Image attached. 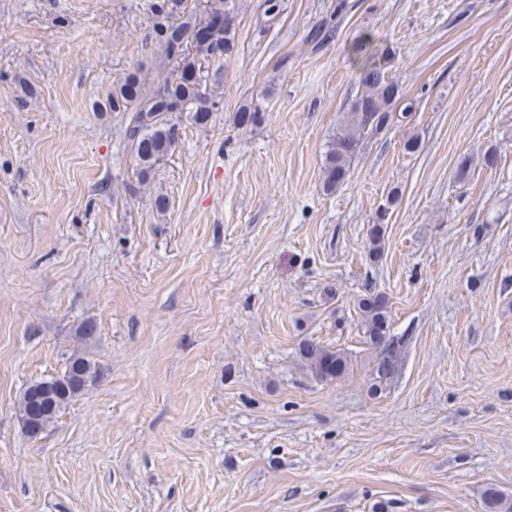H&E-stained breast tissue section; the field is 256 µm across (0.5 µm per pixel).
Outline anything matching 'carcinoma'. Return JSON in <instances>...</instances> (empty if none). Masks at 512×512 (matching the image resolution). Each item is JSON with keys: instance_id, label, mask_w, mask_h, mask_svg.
<instances>
[{"instance_id": "cac0c4a2", "label": "carcinoma", "mask_w": 512, "mask_h": 512, "mask_svg": "<svg viewBox=\"0 0 512 512\" xmlns=\"http://www.w3.org/2000/svg\"><path fill=\"white\" fill-rule=\"evenodd\" d=\"M235 0H205L204 10L189 5V0H154L153 35L165 59L173 64V74L155 91H148L140 70L127 74L112 88L107 105L114 112L132 113L127 128L128 140L136 161L138 185L146 184L178 143L179 124L173 115L188 113L194 123L208 122L221 103L213 89L214 67L231 56L236 48ZM210 28L207 38L196 37L201 26ZM334 26L323 20L309 32L315 43L332 37ZM358 65V90L349 109L329 141L323 166V186L336 190L346 180L367 137L382 132L401 98L400 86L390 75L391 54L364 32L351 47ZM263 120V110L250 103L236 113V122L254 126ZM381 211L369 228L368 259L375 263L384 254V221ZM390 300L384 292H371L358 302L361 342L375 354L371 370L372 396L381 395L391 383L395 366L387 365L388 354L398 348L391 335ZM303 367L317 382L331 383L352 368L347 351L314 339L300 342ZM99 378V364L87 350L71 354L62 375L29 384L17 401V413L27 433L36 436L57 419L75 398L92 387ZM490 512H512V497L491 493Z\"/></svg>"}]
</instances>
